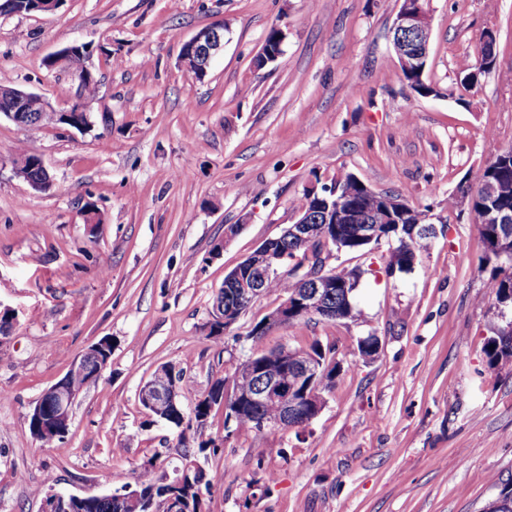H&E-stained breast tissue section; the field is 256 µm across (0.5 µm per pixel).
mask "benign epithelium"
<instances>
[{"mask_svg": "<svg viewBox=\"0 0 512 512\" xmlns=\"http://www.w3.org/2000/svg\"><path fill=\"white\" fill-rule=\"evenodd\" d=\"M427 0H406L399 8L392 24V30L414 31L423 38L424 46H429L431 34V19ZM396 55L407 62L426 61L428 51L413 53L405 44L392 43ZM224 49V24L217 23L200 29L183 45L182 62L189 71H197L201 78L207 74L210 60ZM37 93L19 88H8L0 91V115L14 123L21 122L23 109L20 105ZM42 177L30 176V168L25 166V160L13 164L14 173L22 178L29 186L37 191H45L53 183L45 164H40ZM498 159L491 160L484 170L488 171L481 178L478 190L484 198L483 223L502 224L512 229V210L502 206L499 201L500 183L497 173ZM339 188L335 186L311 187V194L318 195V201L325 203V219L335 224H347L354 233L355 240L371 243L379 235L376 227L360 211L347 208L340 204L337 198ZM381 213L383 222L394 221L397 216L405 214L409 206L395 196H382ZM310 214L300 211L296 220L288 226L283 237L303 246L310 247L307 255L311 264L304 272L293 270V264L288 262V253L282 250L281 239H270L263 242L257 249L244 259L242 267L229 272L224 278V289L236 299L237 307L215 310L212 322L223 325L224 334L228 335L236 329V325L245 314L246 309L263 296V287L267 280L273 277L292 276L301 280L302 287L294 288L280 298L279 303L270 308L265 314L257 331L268 332L287 324L299 312L306 314L336 315L332 301L339 288H348L354 282L358 271L336 274V269L328 267L329 261L343 252V246L327 234L313 236ZM411 235H434L436 227L430 223V215L420 214L415 223L409 225ZM109 344L102 339L90 346L81 356L73 359L69 373L50 386L45 394L50 396L56 411L49 424L52 436L57 437L67 431L71 422V410L82 391L74 389L69 382V374L85 371L88 357L94 355ZM277 370L271 372L259 368L254 359H246L235 366L228 374L225 386L228 392L225 399L231 400L235 411L240 412L249 408L251 413H258L264 404L276 400L280 405V417L276 426L286 429L293 426V421L299 409L298 400L292 393L299 385L310 382L318 375V367L305 354L292 349L283 348L271 357ZM251 382V388L245 392L233 390L235 383L241 379ZM139 400L155 412L161 413L168 408H175L180 403L177 382L158 385L152 380L143 383L139 390ZM90 499L88 495L63 494L51 488L42 501L40 512H60L64 502L82 504Z\"/></svg>", "mask_w": 512, "mask_h": 512, "instance_id": "7a95c632", "label": "benign epithelium"}]
</instances>
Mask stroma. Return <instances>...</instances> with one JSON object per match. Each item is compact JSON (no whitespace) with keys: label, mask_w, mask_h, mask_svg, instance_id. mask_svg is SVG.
Instances as JSON below:
<instances>
[{"label":"stroma","mask_w":512,"mask_h":512,"mask_svg":"<svg viewBox=\"0 0 512 512\" xmlns=\"http://www.w3.org/2000/svg\"><path fill=\"white\" fill-rule=\"evenodd\" d=\"M399 0H63L0 15V81L71 105L74 74L44 65L90 44L99 80L87 131L29 133L0 119V512H40L48 488L94 495L133 482L149 458L169 472L178 431L151 421L138 392L171 365L183 406L257 352L334 346L341 372L303 428L195 435L217 453L203 512H480L512 478V370L486 355L497 321L494 265L468 213L442 204L512 147V0H429L422 97L392 50ZM224 26L204 79L181 61L201 28ZM279 58L256 61L271 27ZM496 33L497 67L463 88L459 65ZM53 177L31 188L17 145ZM349 171L441 216L408 272L388 245L332 259L362 272L355 318L304 319L258 342L208 337L225 275L295 220L312 186ZM103 218L87 221L88 207ZM240 225L232 239L224 234ZM224 250L214 253L215 243ZM380 339L374 359L358 342ZM112 358L72 408L64 439L28 429L42 394L102 338ZM39 165L42 169V178H35L30 176V168L25 167L24 159L19 160L17 163H13V170L18 177L27 182L29 186L34 190L45 191L48 190L49 186L53 183V180L41 158H39Z\"/></svg>","instance_id":"1"}]
</instances>
